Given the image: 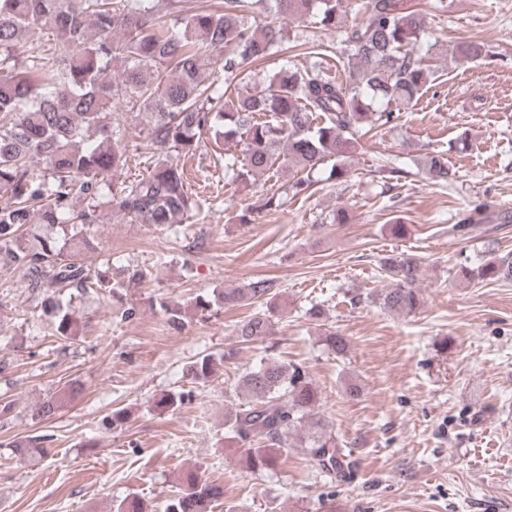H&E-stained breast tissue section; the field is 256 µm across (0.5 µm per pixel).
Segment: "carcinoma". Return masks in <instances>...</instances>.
Instances as JSON below:
<instances>
[{
  "label": "carcinoma",
  "instance_id": "obj_1",
  "mask_svg": "<svg viewBox=\"0 0 512 512\" xmlns=\"http://www.w3.org/2000/svg\"><path fill=\"white\" fill-rule=\"evenodd\" d=\"M180 0H0V260L25 270L41 297L42 315L54 322L58 336L73 339L80 320L73 300L97 290L116 294L141 283L148 271L125 267L113 274L77 259L90 246L84 229L100 223L105 212L123 215L129 224L169 228L198 215L200 196L188 189L184 169L158 155L145 174L112 183L109 176L127 164L128 129L112 121V106L124 102L144 114L146 145L194 155L203 135L221 147L239 140L242 164L237 180L248 186L259 174L287 165L303 172L288 185L293 195L312 186L309 175L333 160L330 176L347 177L345 159L373 129L397 126L400 111L416 103L434 80L430 50H422L425 17L405 0H202L174 29L170 17ZM272 12L281 23L257 22ZM361 15L348 27L351 12ZM310 24L341 35L346 81L340 82L319 46L307 47L302 67L272 70L263 85L248 78L269 57L290 49V30ZM221 50L224 79H203L212 65L210 51ZM459 65L487 57L486 46L464 40L452 50ZM120 63L119 78L107 73ZM242 86L224 98V83ZM40 160L42 170L32 167ZM426 174L435 184H452L454 173L443 155L427 159ZM492 203L476 204L454 225L468 232L484 220ZM46 224L62 236L27 235L25 226ZM390 288L380 294L384 309L409 315L421 305L417 282L421 262L401 254L380 259ZM469 279L512 281V253H492L475 267L462 266ZM268 279L226 288L210 298L198 296L194 307L209 312L225 305L254 306L236 329L241 343L270 334L279 305ZM167 322L183 324L178 305L160 303ZM326 348L345 356L347 339L335 332ZM229 348L220 359L196 357L188 367L193 383L206 384L217 361L236 357ZM237 399L224 413V438L241 448V462L254 472L274 470L299 448L307 466L330 482L350 476L353 461L339 447L322 420L314 417L319 394L299 363L263 359L244 369ZM71 392L42 401L33 417L55 415ZM186 394L171 391L155 408L175 411ZM298 441L290 442V432ZM52 435L28 436L9 443L19 460L50 454ZM224 499V487L185 473L166 498L161 512H212ZM113 512H149L130 495Z\"/></svg>",
  "mask_w": 512,
  "mask_h": 512
}]
</instances>
